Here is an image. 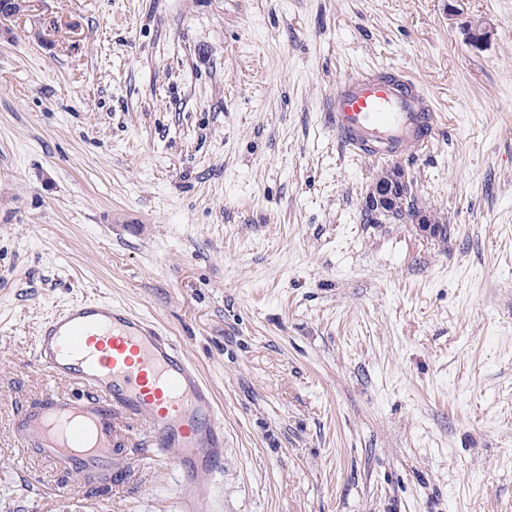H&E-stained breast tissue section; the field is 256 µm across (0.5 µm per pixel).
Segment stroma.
Returning a JSON list of instances; mask_svg holds the SVG:
<instances>
[{
	"mask_svg": "<svg viewBox=\"0 0 512 512\" xmlns=\"http://www.w3.org/2000/svg\"><path fill=\"white\" fill-rule=\"evenodd\" d=\"M483 22L492 38L469 41ZM400 67L448 238L367 224L343 76ZM156 321L224 415L222 512H512V0H37L0 23V512H175L131 426L104 487L23 447L40 322Z\"/></svg>",
	"mask_w": 512,
	"mask_h": 512,
	"instance_id": "35a3bbf8",
	"label": "stroma"
}]
</instances>
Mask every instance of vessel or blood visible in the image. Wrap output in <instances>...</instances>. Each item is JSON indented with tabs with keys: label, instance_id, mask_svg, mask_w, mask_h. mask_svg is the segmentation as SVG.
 <instances>
[{
	"label": "vessel or blood",
	"instance_id": "vessel-or-blood-1",
	"mask_svg": "<svg viewBox=\"0 0 512 512\" xmlns=\"http://www.w3.org/2000/svg\"><path fill=\"white\" fill-rule=\"evenodd\" d=\"M326 118L349 151L392 160L431 147L440 123L428 89L395 68L338 81ZM31 365L74 390L48 391L44 403L20 411L24 447L87 484L117 466L122 421L144 424L156 455L174 458L179 512H216L223 413L213 387L156 322L106 298L74 301L42 319Z\"/></svg>",
	"mask_w": 512,
	"mask_h": 512
}]
</instances>
